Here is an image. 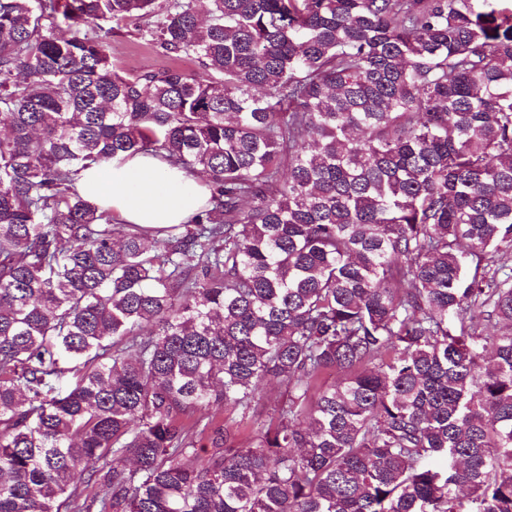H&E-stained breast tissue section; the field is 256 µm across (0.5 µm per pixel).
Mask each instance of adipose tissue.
Wrapping results in <instances>:
<instances>
[{
  "mask_svg": "<svg viewBox=\"0 0 512 512\" xmlns=\"http://www.w3.org/2000/svg\"><path fill=\"white\" fill-rule=\"evenodd\" d=\"M78 193L128 224H182L201 207L206 189L197 175L151 154L124 156L82 170Z\"/></svg>",
  "mask_w": 512,
  "mask_h": 512,
  "instance_id": "obj_1",
  "label": "adipose tissue"
}]
</instances>
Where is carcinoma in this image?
<instances>
[{
    "mask_svg": "<svg viewBox=\"0 0 512 512\" xmlns=\"http://www.w3.org/2000/svg\"><path fill=\"white\" fill-rule=\"evenodd\" d=\"M500 2L0 0V512H512ZM140 153L188 222L75 190ZM110 52L112 59L128 72L160 71L174 64L188 73L198 72L197 63L192 56L183 55L181 59L174 61L160 50L143 45L136 36L133 25L112 36ZM78 193L127 224H183L201 207L199 177L151 154L113 159L82 170Z\"/></svg>",
    "mask_w": 512,
    "mask_h": 512,
    "instance_id": "obj_1",
    "label": "carcinoma"
}]
</instances>
